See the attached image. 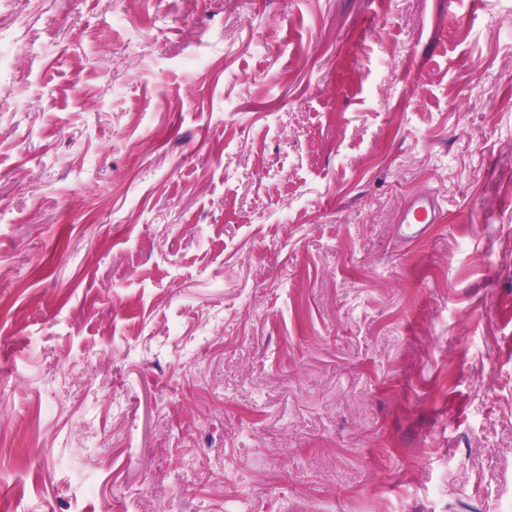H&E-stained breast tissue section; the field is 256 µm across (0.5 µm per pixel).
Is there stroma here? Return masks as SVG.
Here are the masks:
<instances>
[{"instance_id":"35a3bbf8","label":"stroma","mask_w":512,"mask_h":512,"mask_svg":"<svg viewBox=\"0 0 512 512\" xmlns=\"http://www.w3.org/2000/svg\"><path fill=\"white\" fill-rule=\"evenodd\" d=\"M1 298L11 512H512V0H0ZM443 215V204L438 195L418 192L402 208L397 223L401 236L408 242L419 240L431 224H438Z\"/></svg>"}]
</instances>
